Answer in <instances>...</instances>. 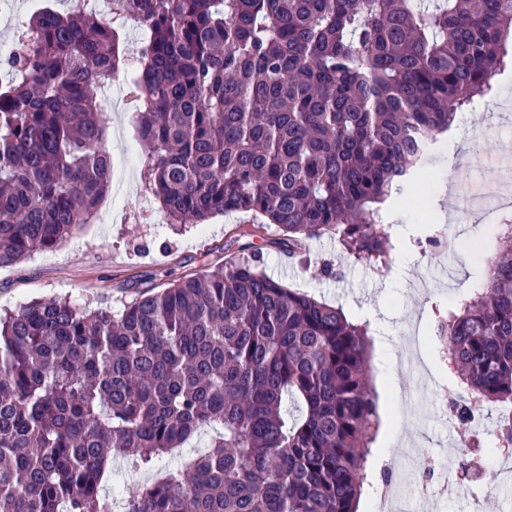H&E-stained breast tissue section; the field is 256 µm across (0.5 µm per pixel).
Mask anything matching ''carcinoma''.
<instances>
[{
	"mask_svg": "<svg viewBox=\"0 0 512 512\" xmlns=\"http://www.w3.org/2000/svg\"><path fill=\"white\" fill-rule=\"evenodd\" d=\"M151 33L130 118L171 224L244 212L292 255L334 235L383 266L381 205L421 180L420 138L512 69V0H115ZM112 23L36 12L0 83V267L95 218L112 163L99 90ZM448 309L461 424L503 407L512 450V218ZM370 328L288 288L251 245L121 312L0 313V512H357L380 420ZM210 429L177 465L162 460ZM151 478L121 501L112 464Z\"/></svg>",
	"mask_w": 512,
	"mask_h": 512,
	"instance_id": "obj_1",
	"label": "carcinoma"
}]
</instances>
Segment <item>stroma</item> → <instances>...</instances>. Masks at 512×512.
<instances>
[{
    "instance_id": "stroma-1",
    "label": "stroma",
    "mask_w": 512,
    "mask_h": 512,
    "mask_svg": "<svg viewBox=\"0 0 512 512\" xmlns=\"http://www.w3.org/2000/svg\"><path fill=\"white\" fill-rule=\"evenodd\" d=\"M75 5L76 0H11L0 9V48H18L26 22L36 11L49 7L65 13ZM88 10L111 19L124 55L118 72L99 91L112 156V186L96 218L73 237L0 268V310L65 297L89 310L119 311L149 287L222 265L226 244L253 242L268 276L369 323L374 381L390 371L407 384L417 367L428 376L425 385L414 388L412 400L386 399L395 433L373 443L360 512H372L375 492L389 479L407 481L436 472L439 463L455 464L459 432L443 410L457 397L458 388L448 375L444 345L435 334L453 299L487 274V264L474 261L471 245L491 240L500 216L467 217L461 207L486 193L490 181L502 182L512 175V70L499 76L493 97L475 99L459 112L452 138L425 156V202L404 199L395 215H384L391 243L386 267L375 269L343 255L330 235L309 242L303 256L292 258L273 246L280 235L276 227H269L264 237L250 238L254 218L247 213H220L203 224L166 223L145 190L146 150L130 120L131 84L150 33L131 20L112 16L105 0H96ZM425 210L430 220H423ZM448 210L455 213L449 225L437 217Z\"/></svg>"
}]
</instances>
